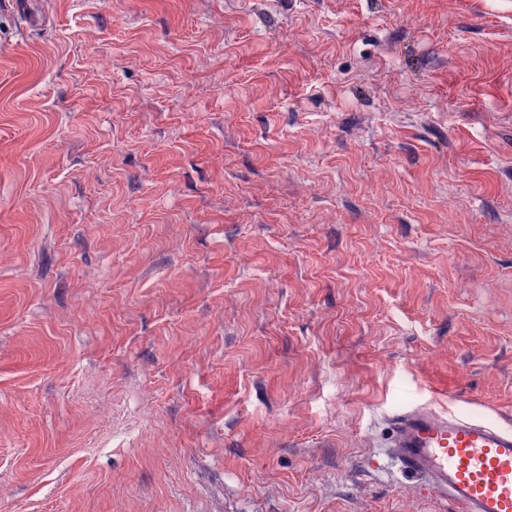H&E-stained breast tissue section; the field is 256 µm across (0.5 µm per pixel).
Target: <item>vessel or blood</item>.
Segmentation results:
<instances>
[{"label":"vessel or blood","instance_id":"b4317fda","mask_svg":"<svg viewBox=\"0 0 512 512\" xmlns=\"http://www.w3.org/2000/svg\"><path fill=\"white\" fill-rule=\"evenodd\" d=\"M386 456L457 512H512V426L421 404L390 417Z\"/></svg>","mask_w":512,"mask_h":512}]
</instances>
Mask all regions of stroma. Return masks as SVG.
Returning a JSON list of instances; mask_svg holds the SVG:
<instances>
[{
  "label": "stroma",
  "instance_id": "35a3bbf8",
  "mask_svg": "<svg viewBox=\"0 0 512 512\" xmlns=\"http://www.w3.org/2000/svg\"><path fill=\"white\" fill-rule=\"evenodd\" d=\"M427 401L512 424V0H0V512H454Z\"/></svg>",
  "mask_w": 512,
  "mask_h": 512
}]
</instances>
